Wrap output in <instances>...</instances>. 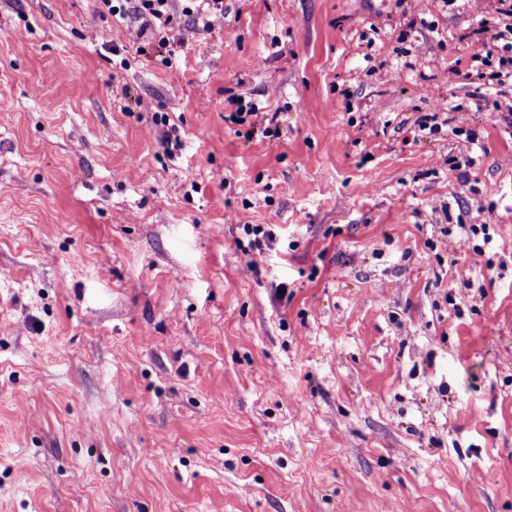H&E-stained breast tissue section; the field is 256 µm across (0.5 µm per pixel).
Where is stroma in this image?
Masks as SVG:
<instances>
[{
  "mask_svg": "<svg viewBox=\"0 0 512 512\" xmlns=\"http://www.w3.org/2000/svg\"><path fill=\"white\" fill-rule=\"evenodd\" d=\"M497 8L224 0L170 64L0 0V512H512ZM502 34H494L489 37L488 40L483 42V54H474L472 59L475 61L480 60V63L485 66H489V64L495 57L499 58V66L506 67L510 64L512 65V56L503 55L502 52L511 53L512 52V43H506L503 45L499 44V39H501ZM244 109H246L247 112H242ZM257 110H258V108L256 107V105L253 102L248 101L247 103H244V101L240 100L238 102L237 112H235L236 113V115H235L236 122L244 123L246 121V118H245L246 116L256 117L258 119L255 123L252 124L253 127L257 126L258 123L262 124L263 122L268 121V126L265 127V129H264V131H266V133L270 132V130H271L270 125L273 126V123L276 122V124L274 125V133H277L278 128H277L276 114L272 115L271 118H267V116L265 114H268V113L256 112Z\"/></svg>",
  "mask_w": 512,
  "mask_h": 512,
  "instance_id": "1",
  "label": "stroma"
}]
</instances>
